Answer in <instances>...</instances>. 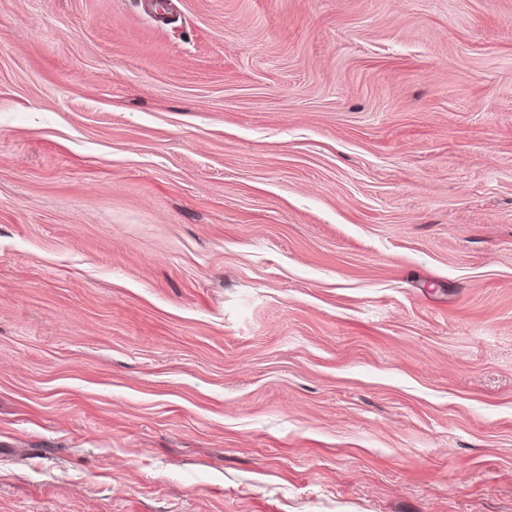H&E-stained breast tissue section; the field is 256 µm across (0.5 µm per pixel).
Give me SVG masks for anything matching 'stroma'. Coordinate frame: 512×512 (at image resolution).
<instances>
[{"label":"stroma","instance_id":"35a3bbf8","mask_svg":"<svg viewBox=\"0 0 512 512\" xmlns=\"http://www.w3.org/2000/svg\"><path fill=\"white\" fill-rule=\"evenodd\" d=\"M0 0V512H512V0Z\"/></svg>","mask_w":512,"mask_h":512}]
</instances>
